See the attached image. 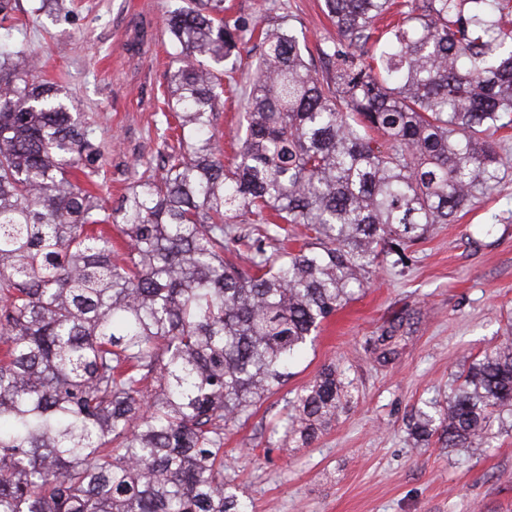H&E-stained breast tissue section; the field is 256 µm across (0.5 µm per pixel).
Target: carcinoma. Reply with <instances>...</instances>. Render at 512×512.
Returning <instances> with one entry per match:
<instances>
[{
	"mask_svg": "<svg viewBox=\"0 0 512 512\" xmlns=\"http://www.w3.org/2000/svg\"><path fill=\"white\" fill-rule=\"evenodd\" d=\"M182 2L166 22L179 147L111 211L79 183L98 174L93 129L0 33V512H245L224 428L288 380L376 259L403 261L500 183L512 0H323L336 36L315 59L286 19L261 30L230 167L213 115L256 26ZM241 250L245 269L224 259ZM415 319L365 351L389 362ZM461 378L448 408L412 415L417 438L487 442L512 410V338ZM351 387L325 369L284 441L313 439Z\"/></svg>",
	"mask_w": 512,
	"mask_h": 512,
	"instance_id": "1",
	"label": "carcinoma"
}]
</instances>
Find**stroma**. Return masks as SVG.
<instances>
[{"label": "stroma", "instance_id": "1", "mask_svg": "<svg viewBox=\"0 0 512 512\" xmlns=\"http://www.w3.org/2000/svg\"><path fill=\"white\" fill-rule=\"evenodd\" d=\"M181 0H16L10 20L39 78L62 85L70 111L95 131L101 204L116 208L138 179L162 173L163 95L179 56L163 23ZM224 18L267 26L292 16L308 46L332 34L321 0H225ZM224 88L213 125L225 163L241 133L257 41ZM501 181L489 197L438 224L406 263L373 266L363 288L324 322L288 380L252 417L224 431V478L251 512H512V424L494 421L487 446L415 444V410L446 405L468 364L506 338L512 318V127L496 136ZM420 319L390 363L363 348L394 313ZM353 382L352 398L307 445L283 446L281 422L297 393L327 367Z\"/></svg>", "mask_w": 512, "mask_h": 512}]
</instances>
